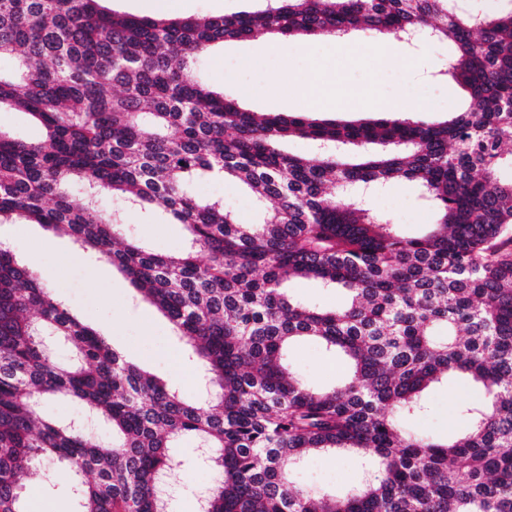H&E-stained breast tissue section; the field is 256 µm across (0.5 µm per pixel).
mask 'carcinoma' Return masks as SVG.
Wrapping results in <instances>:
<instances>
[{
  "label": "carcinoma",
  "instance_id": "carcinoma-1",
  "mask_svg": "<svg viewBox=\"0 0 512 512\" xmlns=\"http://www.w3.org/2000/svg\"><path fill=\"white\" fill-rule=\"evenodd\" d=\"M208 18L117 14L102 0H0V109H20L44 140L0 134V223L64 231L112 263L172 325L213 387L192 403L71 314L0 248V512H29L23 476L43 461L74 480L77 512H169L174 442L206 448L213 485L201 512H512V9L471 14L448 0H260ZM354 30L451 40L448 74L475 101L451 118L318 120L250 112L208 89L195 63L258 31L296 42ZM290 136L320 150L290 155ZM242 183L262 209L240 224L186 185ZM404 177L436 222L419 236L351 191ZM81 185L85 195L70 191ZM107 193L182 224L195 253L157 254L119 237ZM347 294L332 311L285 284ZM49 337L76 349L52 360ZM311 339L340 356V387L306 386L286 361ZM450 381L479 397L445 440L407 428L424 391ZM79 401L107 423L96 439L41 415ZM316 451L359 456L342 494H311L289 470Z\"/></svg>",
  "mask_w": 512,
  "mask_h": 512
}]
</instances>
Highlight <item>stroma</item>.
Masks as SVG:
<instances>
[{"label":"stroma","mask_w":512,"mask_h":512,"mask_svg":"<svg viewBox=\"0 0 512 512\" xmlns=\"http://www.w3.org/2000/svg\"><path fill=\"white\" fill-rule=\"evenodd\" d=\"M111 6L120 12L155 18L231 15L256 10L259 4L257 0H111ZM386 50L410 55L412 72H402L391 64L381 65ZM452 52L453 46L447 42L423 40L406 48L395 38L364 31L301 43L260 35L212 47L200 76L218 92L236 93L244 87L262 89V96L245 98L243 105L249 111L296 113L306 111L307 104L292 77L313 72L336 94L337 105L327 110V118L345 121L417 111L410 90L423 87L436 100L435 107L425 112V119L441 121L449 113L473 105L465 90L441 74ZM191 192L202 199L223 200L225 210L240 223L256 221L249 195L233 181L203 179L194 183ZM101 203L120 212L124 236L153 252L176 253L188 243L183 225L149 223L139 212L107 195L102 196ZM366 205L410 235L426 229L433 221L417 184L407 179L367 194ZM0 241L52 288L74 315L106 336L115 348L176 389L185 400L204 399L206 387L198 362L188 358L168 321L142 301L129 281L106 259L83 250L71 236L22 220L0 224ZM289 359L303 381L316 388L341 385L348 374L346 364L336 354L313 341L294 343ZM475 396V390L464 385L436 386L426 395V413L412 420L411 426L447 437L449 429L463 427L457 407ZM196 448V441L186 437L176 449L183 465L171 482V512H197V493L210 482V471ZM355 474L352 456L315 453L291 476L297 486L308 491H337L349 484ZM24 487L35 494L28 502L30 512L77 510L70 478L54 464L45 463L31 470Z\"/></svg>","instance_id":"35a3bbf8"}]
</instances>
